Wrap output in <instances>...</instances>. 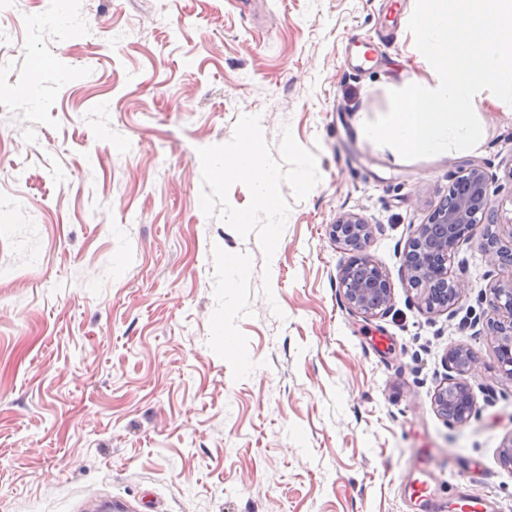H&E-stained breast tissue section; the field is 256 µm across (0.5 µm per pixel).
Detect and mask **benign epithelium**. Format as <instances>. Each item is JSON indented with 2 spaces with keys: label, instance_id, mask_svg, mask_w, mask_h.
<instances>
[{
  "label": "benign epithelium",
  "instance_id": "obj_1",
  "mask_svg": "<svg viewBox=\"0 0 512 512\" xmlns=\"http://www.w3.org/2000/svg\"><path fill=\"white\" fill-rule=\"evenodd\" d=\"M487 224L489 230L479 241V248L504 266L512 268V220L497 222L490 206V178L485 170L473 165L458 175L448 188V196L419 225L409 240L403 265L409 288L421 292L429 312H447L465 290V265L452 270V260L461 243L473 239L474 229ZM496 226L498 230H490ZM332 240L354 252L340 269L339 284L349 308L365 317L387 314L392 305V287L385 271L364 254L372 235V225L356 214L340 216L329 227ZM494 317L488 324L497 341V357L506 375L512 378V279L493 288ZM449 368L462 376L475 361L463 345L448 349ZM437 411L457 423L466 421L474 410V398L466 382L447 377L435 390Z\"/></svg>",
  "mask_w": 512,
  "mask_h": 512
}]
</instances>
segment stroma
<instances>
[{"instance_id": "stroma-1", "label": "stroma", "mask_w": 512, "mask_h": 512, "mask_svg": "<svg viewBox=\"0 0 512 512\" xmlns=\"http://www.w3.org/2000/svg\"><path fill=\"white\" fill-rule=\"evenodd\" d=\"M415 3L13 0L28 22L0 27L18 46L0 59V512H512V378L486 327L512 270L477 225L464 293L430 313L403 267L470 165L512 219V106L485 93L473 153L406 160L359 135L431 77ZM245 115L274 147L290 129L321 176L269 261L200 207L198 150ZM346 213L374 227L385 316L343 297L329 226ZM459 344L476 360L461 424L433 403Z\"/></svg>"}]
</instances>
